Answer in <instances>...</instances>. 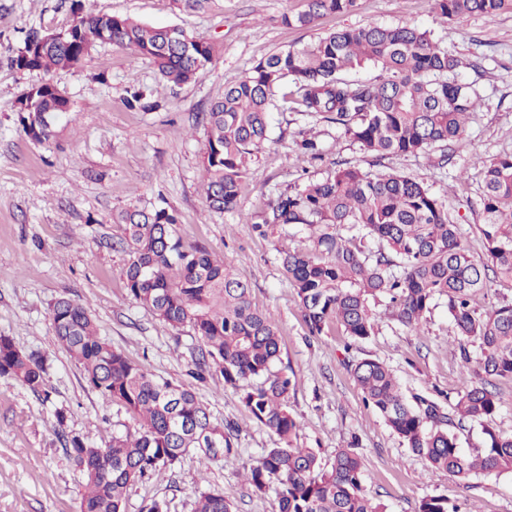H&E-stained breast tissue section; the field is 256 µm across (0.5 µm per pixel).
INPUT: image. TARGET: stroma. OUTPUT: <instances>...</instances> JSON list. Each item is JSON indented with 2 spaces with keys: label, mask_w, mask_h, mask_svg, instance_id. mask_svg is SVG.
I'll return each mask as SVG.
<instances>
[{
  "label": "stroma",
  "mask_w": 512,
  "mask_h": 512,
  "mask_svg": "<svg viewBox=\"0 0 512 512\" xmlns=\"http://www.w3.org/2000/svg\"><path fill=\"white\" fill-rule=\"evenodd\" d=\"M75 0H0V333L22 351H38L49 364V401L17 382L0 378V512H77L84 478L54 434L56 409L67 412L69 431L91 442L135 430L136 421L102 401L55 337L50 307L59 298L88 303L98 334L155 377L192 384L213 421L243 427L240 456L201 470L195 455L159 477L130 486L125 512H144L154 500L168 512H193L200 486L223 493L238 512H273L275 494L252 493L243 479L276 437L249 420L233 389L192 382L191 327L178 330L157 320L129 296L126 255L117 248L121 231L112 214L129 206L165 203L177 217L185 246H205L224 259L252 290L255 306L272 313L281 333L282 369L295 382L288 404L300 424L297 444L316 449L323 461L355 447L363 486L386 512H417L422 499L447 498L460 512H512V472L479 474L460 481L430 472L362 398L351 362L371 358L388 365L405 392L439 390L449 400L469 390L475 378L462 365L458 336L446 303L431 307L419 332L389 316L386 298L372 300L375 333L352 344L338 325L309 335L298 299L283 270L280 245L304 247V233L284 228L261 236L233 214L209 209L200 192L203 130L195 116L244 78L256 62L278 50L314 42L320 35L369 23L412 24L431 30L455 55L482 58L484 70H465L480 105L467 128V145L456 165L440 170L437 152L380 159L338 138L336 126L295 112L275 113L268 141L248 160L250 175L241 208L257 216L266 201L303 177L319 180L339 165L398 172L431 185L476 260H486L480 232L478 160L512 153V14L495 18L441 19L433 0H357L348 13L327 14L310 28L283 25V12L304 0H224L206 13L173 11L170 0H76L86 13L130 17L158 27L176 26L210 40L216 55L208 71L179 87H160L154 65L132 50L96 45L79 65L49 73L20 72L10 58L33 31L60 30L72 20ZM49 80L71 102L50 144L21 131L15 103L32 84ZM149 88L157 109H129V91ZM313 136L321 158L287 156L294 140Z\"/></svg>",
  "instance_id": "obj_1"
}]
</instances>
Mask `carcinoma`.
Segmentation results:
<instances>
[{
	"mask_svg": "<svg viewBox=\"0 0 512 512\" xmlns=\"http://www.w3.org/2000/svg\"><path fill=\"white\" fill-rule=\"evenodd\" d=\"M184 12H205L223 0H171ZM356 0H305L297 14L284 13L288 26L307 28L327 13H348ZM444 20L466 15L512 13V0H434ZM71 23L54 35L34 31L11 57L20 71L50 72L79 64L98 44L133 50L172 86L191 82L213 64L214 45L179 28H160L109 14L84 13L71 5ZM364 65L380 71L373 84L350 83L342 74ZM478 62L448 52L431 31L406 24H369L330 32L302 47L259 60L224 97L201 112L204 130L203 192L217 213L240 212L249 157L269 138L276 93L283 110L336 124L338 132L377 156L417 155L438 149L444 168L464 151L466 125L478 94L459 80ZM71 104L46 80L17 101L22 132L49 142ZM482 179L481 228L488 262L472 259L445 199L424 181L397 172L370 173L339 167L320 180L270 199L259 220L241 223L267 235L284 226L308 233L306 248L279 250L310 335L333 322L362 342L375 333L377 316L369 299H389L391 318L416 331L438 300L448 301L464 364L475 363V385L453 407L427 391L406 396L392 370L374 359L352 365L353 375L386 425L435 472L467 479L512 471V435L490 426L499 409L495 381L512 380V302L490 309L477 304L495 279L512 283V154L477 163ZM122 227L119 244L132 300L173 329L189 325L199 337L192 376L211 379L239 393L251 419L277 440L256 464L244 469L253 491L274 490L276 512H384L362 486V464L352 448L322 464L313 448L295 444L299 423L288 405L291 378L281 361L275 317L252 306L250 288L203 246L186 247L177 219L165 207H131L112 217ZM354 228L376 238L365 252L342 230ZM57 343L79 366L103 399L123 407L137 422L135 432L114 434L100 444L67 431V417L55 412L54 432L86 480L79 512H124L128 486L161 475L193 452L206 469L238 458L241 429L211 420L189 387L157 379L142 365L112 349L98 336L87 304L59 298L50 309ZM478 347L477 357L468 346ZM0 377L19 382L47 400V359L19 350L0 335ZM482 428V446L461 451L453 432L463 424ZM194 512H236L224 494L197 491ZM418 512H458L448 499L426 497Z\"/></svg>",
	"mask_w": 512,
	"mask_h": 512,
	"instance_id": "cac0c4a2",
	"label": "carcinoma"
}]
</instances>
